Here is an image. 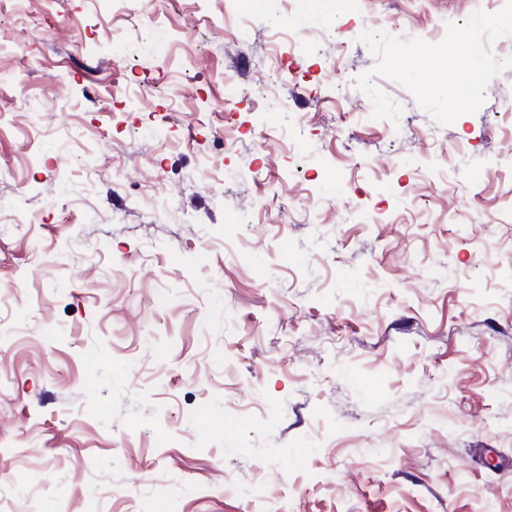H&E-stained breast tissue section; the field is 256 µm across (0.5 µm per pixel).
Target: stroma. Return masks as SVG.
I'll return each mask as SVG.
<instances>
[{
  "instance_id": "35a3bbf8",
  "label": "stroma",
  "mask_w": 512,
  "mask_h": 512,
  "mask_svg": "<svg viewBox=\"0 0 512 512\" xmlns=\"http://www.w3.org/2000/svg\"><path fill=\"white\" fill-rule=\"evenodd\" d=\"M498 10L0 0V512H512V67L442 126L359 40Z\"/></svg>"
}]
</instances>
